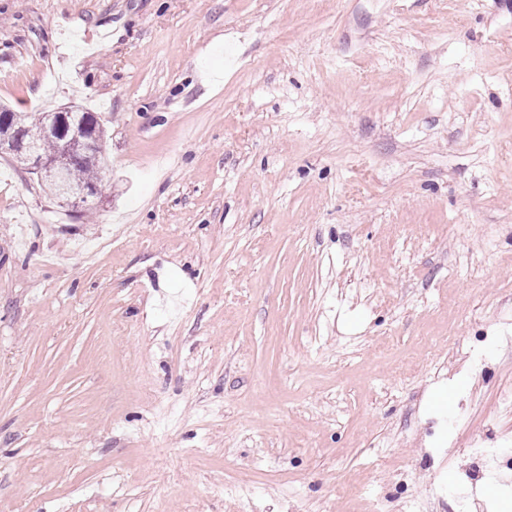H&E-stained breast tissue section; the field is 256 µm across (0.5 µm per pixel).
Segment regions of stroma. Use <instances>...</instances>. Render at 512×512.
<instances>
[{"mask_svg":"<svg viewBox=\"0 0 512 512\" xmlns=\"http://www.w3.org/2000/svg\"><path fill=\"white\" fill-rule=\"evenodd\" d=\"M501 2L0 0V103L107 160L0 155V512H512ZM3 114L9 115L10 132L8 119L0 114V153H10L23 163L27 170L35 172L41 177L56 180L60 185L58 203L63 207L78 209L83 201L92 202L99 198L98 193L83 188H77L68 183L65 169L73 159L75 152L79 149H97L100 146L88 144L85 140L65 129L64 118L69 113L68 108H63L52 114V120L44 128V135L56 136L63 144V152L60 157L48 160L29 150L25 144L37 142L43 154L51 155L58 151L59 141L49 138H38L45 112L39 113L38 117H31L21 112L13 111L9 106L0 104ZM12 111V112H5ZM41 114V115H40ZM57 116V120L55 118ZM16 140H15V139ZM18 141V142H17ZM22 142V143H19ZM103 151V150H102ZM102 151L98 155L91 153L78 156L72 161L69 177L72 182L86 185L90 188H96L100 182L98 174L102 161ZM477 454L484 459L485 462L492 461L495 473L499 478L507 479L512 471V458L509 452L501 448H478Z\"/></svg>","mask_w":512,"mask_h":512,"instance_id":"obj_1","label":"stroma"}]
</instances>
